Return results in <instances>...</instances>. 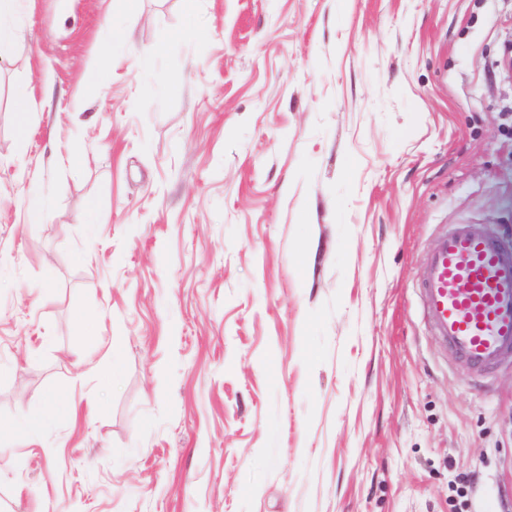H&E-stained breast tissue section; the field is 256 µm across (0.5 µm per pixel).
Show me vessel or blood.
<instances>
[{"label": "vessel or blood", "mask_w": 512, "mask_h": 512, "mask_svg": "<svg viewBox=\"0 0 512 512\" xmlns=\"http://www.w3.org/2000/svg\"><path fill=\"white\" fill-rule=\"evenodd\" d=\"M420 277L424 317L457 359L483 371L512 354V244L480 224L454 225Z\"/></svg>", "instance_id": "vessel-or-blood-1"}]
</instances>
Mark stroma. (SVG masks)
<instances>
[{
  "label": "stroma",
  "mask_w": 512,
  "mask_h": 512,
  "mask_svg": "<svg viewBox=\"0 0 512 512\" xmlns=\"http://www.w3.org/2000/svg\"><path fill=\"white\" fill-rule=\"evenodd\" d=\"M107 5L0 45V512H512V358L418 289L512 238V0Z\"/></svg>",
  "instance_id": "stroma-1"
}]
</instances>
